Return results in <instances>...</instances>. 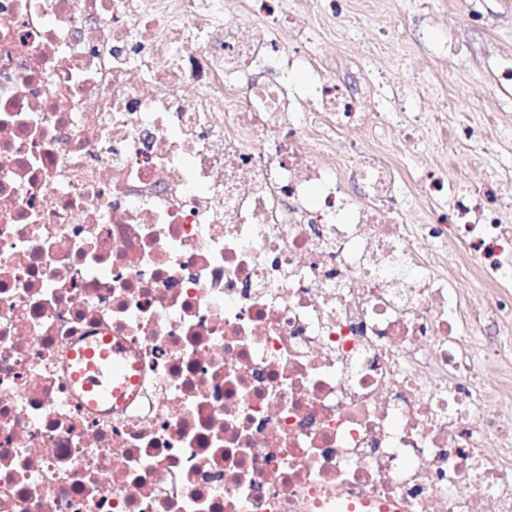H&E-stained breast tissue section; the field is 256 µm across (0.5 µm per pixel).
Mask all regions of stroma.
<instances>
[{
	"label": "stroma",
	"mask_w": 512,
	"mask_h": 512,
	"mask_svg": "<svg viewBox=\"0 0 512 512\" xmlns=\"http://www.w3.org/2000/svg\"><path fill=\"white\" fill-rule=\"evenodd\" d=\"M301 2L324 77L350 84L379 74L384 91L406 93L422 81L413 110L424 124L426 173L512 195V0H341L361 23L356 34L317 0ZM485 137L492 152L480 150ZM473 332L474 349H501L483 365L487 411L512 417V321Z\"/></svg>",
	"instance_id": "1"
}]
</instances>
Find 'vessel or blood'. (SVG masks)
I'll return each mask as SVG.
<instances>
[{
    "label": "vessel or blood",
    "mask_w": 512,
    "mask_h": 512,
    "mask_svg": "<svg viewBox=\"0 0 512 512\" xmlns=\"http://www.w3.org/2000/svg\"><path fill=\"white\" fill-rule=\"evenodd\" d=\"M125 354V347L117 342L107 347L90 345L73 353L71 380L88 396L90 407L109 401L119 404L125 402L128 388L136 382L135 377L123 373L115 366L116 359Z\"/></svg>",
    "instance_id": "b4317fda"
}]
</instances>
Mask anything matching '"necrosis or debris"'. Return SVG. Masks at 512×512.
<instances>
[{
    "label": "necrosis or debris",
    "mask_w": 512,
    "mask_h": 512,
    "mask_svg": "<svg viewBox=\"0 0 512 512\" xmlns=\"http://www.w3.org/2000/svg\"><path fill=\"white\" fill-rule=\"evenodd\" d=\"M0 0V512H512L468 325L512 226L414 180L292 0ZM299 46L286 51L281 32ZM452 194L426 224L399 198ZM469 238L465 263L440 248ZM138 383L88 408L71 354Z\"/></svg>",
    "instance_id": "4bbe7bcc"
}]
</instances>
